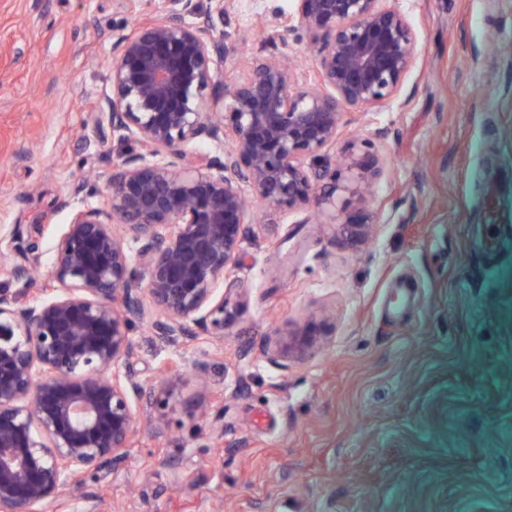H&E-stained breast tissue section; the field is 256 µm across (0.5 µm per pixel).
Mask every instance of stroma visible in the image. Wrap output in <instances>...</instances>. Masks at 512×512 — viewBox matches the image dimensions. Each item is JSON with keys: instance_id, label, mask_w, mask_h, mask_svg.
Returning a JSON list of instances; mask_svg holds the SVG:
<instances>
[{"instance_id": "obj_1", "label": "stroma", "mask_w": 512, "mask_h": 512, "mask_svg": "<svg viewBox=\"0 0 512 512\" xmlns=\"http://www.w3.org/2000/svg\"><path fill=\"white\" fill-rule=\"evenodd\" d=\"M387 4L415 63L324 150L335 223L251 201L239 322L220 341L135 332L143 379L181 371L150 412L166 434H142L61 512H512V0ZM274 6L300 2L238 0L247 54L267 52ZM125 16L122 0H0V229L45 263L69 220L58 199L121 150L81 137ZM353 153L384 164L364 205L360 170L340 163ZM365 217L369 241L346 243L339 224ZM299 326L312 351L271 358L274 334Z\"/></svg>"}]
</instances>
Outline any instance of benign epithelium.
I'll use <instances>...</instances> for the list:
<instances>
[{
	"label": "benign epithelium",
	"mask_w": 512,
	"mask_h": 512,
	"mask_svg": "<svg viewBox=\"0 0 512 512\" xmlns=\"http://www.w3.org/2000/svg\"><path fill=\"white\" fill-rule=\"evenodd\" d=\"M382 0H301L274 7L265 29L272 51L246 58L240 80L224 61L241 57L229 30L235 0H161L151 16L112 26L111 93L90 121L132 148L112 159L106 206L72 208L83 179L58 200L70 220L57 238L45 287L0 289V512H48L83 497L84 479L122 463L148 426L137 405L132 330L168 341L224 339L242 310L235 272L244 258L249 198L292 212L330 214L336 172H307L302 159L336 144L347 109L395 97L416 56V36ZM306 38L312 75L300 81L290 42ZM211 145L189 152L193 143ZM368 177L377 158L352 159ZM369 224L340 231L362 241ZM38 245L0 239V275L28 284ZM149 296L146 310L142 293ZM313 346L307 331L279 334L281 359ZM161 394L177 384L157 376Z\"/></svg>",
	"instance_id": "benign-epithelium-1"
}]
</instances>
